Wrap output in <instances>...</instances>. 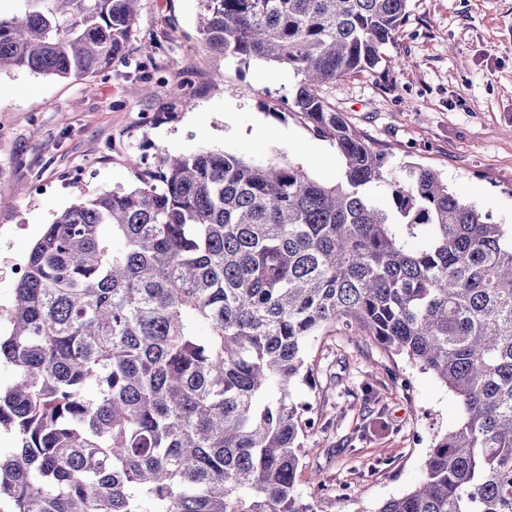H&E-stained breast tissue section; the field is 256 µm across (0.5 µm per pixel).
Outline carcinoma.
I'll use <instances>...</instances> for the list:
<instances>
[{"instance_id":"1","label":"carcinoma","mask_w":512,"mask_h":512,"mask_svg":"<svg viewBox=\"0 0 512 512\" xmlns=\"http://www.w3.org/2000/svg\"><path fill=\"white\" fill-rule=\"evenodd\" d=\"M20 2L0 17V71L80 79L123 57L140 0ZM407 2L199 0L210 54L300 77L289 110L336 146L340 179L158 155L45 225L0 333L10 512H317L295 490L315 422L292 388L338 323L462 407L418 486L377 512H512V230L437 172L390 167L322 94L405 66L384 50Z\"/></svg>"}]
</instances>
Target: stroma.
I'll use <instances>...</instances> for the list:
<instances>
[{
    "label": "stroma",
    "instance_id": "1",
    "mask_svg": "<svg viewBox=\"0 0 512 512\" xmlns=\"http://www.w3.org/2000/svg\"><path fill=\"white\" fill-rule=\"evenodd\" d=\"M387 56L406 68L324 87L325 98L390 154L420 165L495 223L512 226V0H408ZM198 0H141L122 58L75 80L0 72V327L17 271L45 224L79 199L134 185L129 158L230 151L282 156L335 183V146L273 107L290 71L207 54ZM222 80H214V70ZM313 385L294 394L320 421L303 439L297 490L318 512H377L412 490L461 407L431 372L343 327L310 347Z\"/></svg>",
    "mask_w": 512,
    "mask_h": 512
}]
</instances>
